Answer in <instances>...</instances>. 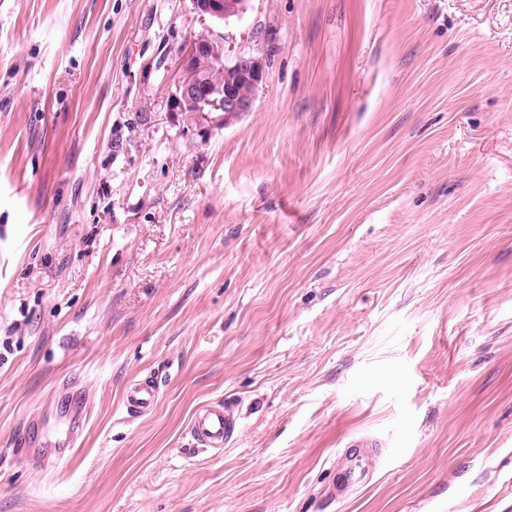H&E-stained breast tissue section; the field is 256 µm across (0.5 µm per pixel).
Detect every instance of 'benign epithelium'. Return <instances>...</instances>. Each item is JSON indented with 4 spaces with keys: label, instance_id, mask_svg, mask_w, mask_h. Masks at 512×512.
<instances>
[{
    "label": "benign epithelium",
    "instance_id": "benign-epithelium-1",
    "mask_svg": "<svg viewBox=\"0 0 512 512\" xmlns=\"http://www.w3.org/2000/svg\"><path fill=\"white\" fill-rule=\"evenodd\" d=\"M201 21H226L240 18L247 11L248 0H191ZM234 60L252 92L243 93L232 85L220 87L209 82L208 70ZM265 62L247 55L207 30L188 40L179 56L178 77L172 94L173 107L195 124L227 122L252 110L255 90L263 82Z\"/></svg>",
    "mask_w": 512,
    "mask_h": 512
}]
</instances>
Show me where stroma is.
I'll list each match as a JSON object with an SVG mask.
<instances>
[{"mask_svg":"<svg viewBox=\"0 0 512 512\" xmlns=\"http://www.w3.org/2000/svg\"><path fill=\"white\" fill-rule=\"evenodd\" d=\"M212 29L266 62L221 127L171 106L191 0H0V512H512V0ZM160 390L158 376L135 380L125 387L123 406L129 418L149 412L155 406ZM236 431L234 413L222 402L199 407L188 427V432L198 448H210L216 453L223 451L224 445ZM363 463L364 459L362 457L344 456V462L336 472V482L328 501L333 502L343 499L353 486L362 480L363 474L366 472V466L362 467ZM360 467L362 468L359 471Z\"/></svg>","mask_w":512,"mask_h":512,"instance_id":"stroma-1","label":"stroma"}]
</instances>
